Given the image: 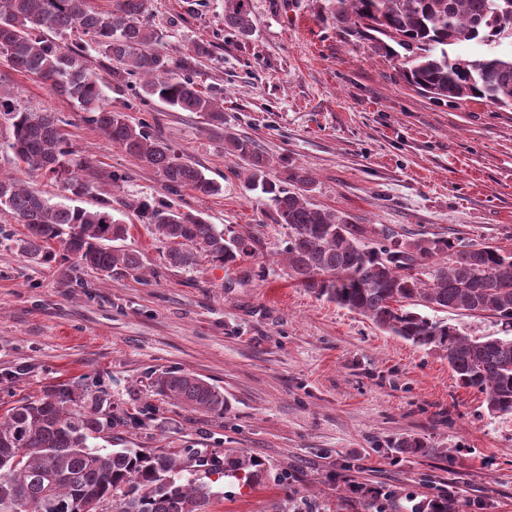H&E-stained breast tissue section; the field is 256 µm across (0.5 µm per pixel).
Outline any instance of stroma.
<instances>
[{
    "label": "stroma",
    "instance_id": "35a3bbf8",
    "mask_svg": "<svg viewBox=\"0 0 512 512\" xmlns=\"http://www.w3.org/2000/svg\"><path fill=\"white\" fill-rule=\"evenodd\" d=\"M253 31L224 26V0H150L159 48L171 57L206 43L200 89L220 92L224 127L199 114L142 103L138 79L105 87L112 108L217 181L202 196L172 188L89 124L71 102L0 59V81L25 107L54 113L94 185L83 207L128 227L122 248L143 272L85 273L82 284L14 248L22 225L0 212V409L42 387L107 389L126 448H182L259 464L251 483L210 476L211 512H375L363 483L425 498L454 485L457 512H512V415L485 413L444 352L413 346L360 313L315 297L288 278L287 230L240 178L224 135L255 141L272 173L306 168L312 203L354 223L425 229L512 250V111L475 100L439 103L408 87L397 62L344 40L327 0H250ZM165 200L257 241L227 268L208 260L173 269L165 246L131 204ZM165 371L218 386L223 415L194 412L149 389ZM405 437L417 448H400Z\"/></svg>",
    "mask_w": 512,
    "mask_h": 512
}]
</instances>
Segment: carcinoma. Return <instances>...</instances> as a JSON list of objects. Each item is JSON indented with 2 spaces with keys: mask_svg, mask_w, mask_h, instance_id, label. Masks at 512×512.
<instances>
[{
  "mask_svg": "<svg viewBox=\"0 0 512 512\" xmlns=\"http://www.w3.org/2000/svg\"><path fill=\"white\" fill-rule=\"evenodd\" d=\"M149 0H112L99 12L88 0H0V57L17 72L36 76L59 97L88 113V122L172 186L212 196L220 186L167 144L104 102L105 78L94 73L83 50L44 36L88 37L109 60L108 78L141 79V96L224 125V108L200 90L189 61L157 47L146 20ZM336 30L371 51L399 60L400 74L431 99L454 105L474 99L512 108V0H329ZM224 26L246 39L252 33L249 0H224ZM461 44L479 47L457 54ZM5 148L31 173L62 183L74 200L91 184L73 170V150L51 112L21 104L13 87L0 85V125ZM224 146L242 162L245 183L266 195L276 223L288 230V276L308 292L357 311L380 330L424 349L446 353L465 388L485 395L492 415L512 414V251L486 242L451 240L421 231L404 236L387 227L355 224L341 212L310 201L314 180L294 166L281 180L255 142L231 133ZM134 210L167 244L170 267L194 266L199 256L224 267L253 255L256 240L225 232L199 215L165 201H141ZM0 211L25 228L17 250L35 263H74L62 274L81 282L93 271L106 278L138 274L133 251L115 246L128 233L107 211L53 202L20 180L0 175ZM434 313L491 315L501 336L469 337ZM152 392L194 411L224 414V391L187 373L163 372ZM116 424L105 395L69 384L45 387L0 416V501L18 495L31 512H207L211 487L182 481L187 455L175 448H114Z\"/></svg>",
  "mask_w": 512,
  "mask_h": 512,
  "instance_id": "carcinoma-1",
  "label": "carcinoma"
}]
</instances>
